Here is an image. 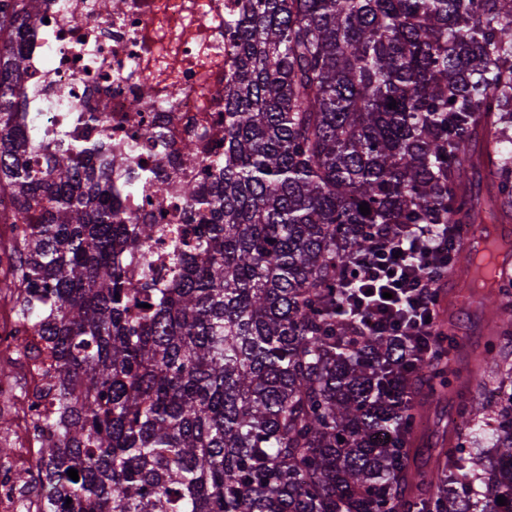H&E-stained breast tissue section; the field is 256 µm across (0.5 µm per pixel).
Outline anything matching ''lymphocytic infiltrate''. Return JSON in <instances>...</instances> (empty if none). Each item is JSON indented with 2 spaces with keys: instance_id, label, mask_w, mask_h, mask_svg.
I'll use <instances>...</instances> for the list:
<instances>
[{
  "instance_id": "lymphocytic-infiltrate-1",
  "label": "lymphocytic infiltrate",
  "mask_w": 512,
  "mask_h": 512,
  "mask_svg": "<svg viewBox=\"0 0 512 512\" xmlns=\"http://www.w3.org/2000/svg\"><path fill=\"white\" fill-rule=\"evenodd\" d=\"M449 254L448 239L434 224H416L409 237L383 241L359 258L353 314L377 334L433 335V295Z\"/></svg>"
}]
</instances>
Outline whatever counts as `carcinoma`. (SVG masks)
<instances>
[{"mask_svg":"<svg viewBox=\"0 0 512 512\" xmlns=\"http://www.w3.org/2000/svg\"><path fill=\"white\" fill-rule=\"evenodd\" d=\"M40 8L0 0V195L17 227L0 289L55 361L34 425L49 429L41 512H512V277L484 296L481 400L457 388L447 333L430 355L368 333L346 294L380 227L512 223V0H232L224 155L182 184L187 217L210 218L186 230L126 223L112 173L136 191L155 172L110 136L17 129L13 36ZM166 239L161 280L146 246ZM453 395L465 433L411 471L424 405ZM492 417L500 467L478 450ZM11 425L0 411V459ZM451 469L476 487L464 509Z\"/></svg>","mask_w":512,"mask_h":512,"instance_id":"carcinoma-1","label":"carcinoma"}]
</instances>
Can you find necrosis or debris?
I'll return each instance as SVG.
<instances>
[{
	"label": "necrosis or debris",
	"instance_id": "1",
	"mask_svg": "<svg viewBox=\"0 0 512 512\" xmlns=\"http://www.w3.org/2000/svg\"><path fill=\"white\" fill-rule=\"evenodd\" d=\"M225 2L125 0L122 12L111 17L100 0H45L44 21L21 30L29 68L16 99L22 111L37 113L39 129H68L72 113L107 107L111 123L86 125L82 136L108 134L114 149L156 171L153 185L138 194L127 190L125 177L113 178L112 198L128 223L146 219L160 193L167 223H182L185 204L177 181L200 178L203 164L224 153V102L210 91L224 84ZM147 127L161 130L162 139L145 138ZM185 141L197 145L188 160L176 153ZM22 339L32 347L41 343L18 322L11 290L2 289L0 362L16 359L17 374L0 383V409L15 422L8 436L14 452L0 461V512H18L22 500L30 512H39L42 502L37 491L15 482L17 474L35 470L41 440L33 425L49 381L46 357L18 356Z\"/></svg>",
	"mask_w": 512,
	"mask_h": 512
}]
</instances>
